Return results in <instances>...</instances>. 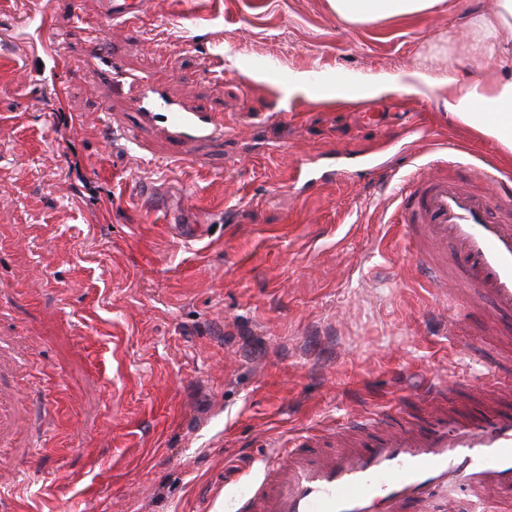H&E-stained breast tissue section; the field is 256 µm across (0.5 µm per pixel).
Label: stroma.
<instances>
[{
    "mask_svg": "<svg viewBox=\"0 0 512 512\" xmlns=\"http://www.w3.org/2000/svg\"><path fill=\"white\" fill-rule=\"evenodd\" d=\"M52 2L48 29L37 0L0 8V512H217L272 447L388 408L423 424L431 377L457 410L486 412L488 365L512 346L488 339L482 309L450 334L394 185L444 161L512 177L444 105L448 77L497 67L464 35L496 0L368 25L329 0H151L138 39H104L170 98L223 113L229 134L185 142L183 164L128 89L80 67L69 0ZM262 60L283 79H256ZM315 69L432 84L289 96L288 77ZM409 114L424 121L410 139Z\"/></svg>",
    "mask_w": 512,
    "mask_h": 512,
    "instance_id": "obj_1",
    "label": "stroma"
}]
</instances>
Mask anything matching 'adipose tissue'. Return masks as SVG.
Returning a JSON list of instances; mask_svg holds the SVG:
<instances>
[{"label":"adipose tissue","mask_w":512,"mask_h":512,"mask_svg":"<svg viewBox=\"0 0 512 512\" xmlns=\"http://www.w3.org/2000/svg\"><path fill=\"white\" fill-rule=\"evenodd\" d=\"M443 0H330L341 20L367 24L396 16H417L435 10ZM472 40L496 48L502 64L512 68V0H497L495 9L477 17L467 30ZM500 105L494 117L479 114L487 104ZM448 112L460 124L476 128L485 138L512 155V75L493 76L484 72L449 78Z\"/></svg>","instance_id":"adipose-tissue-1"}]
</instances>
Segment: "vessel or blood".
Wrapping results in <instances>:
<instances>
[{
  "mask_svg": "<svg viewBox=\"0 0 512 512\" xmlns=\"http://www.w3.org/2000/svg\"><path fill=\"white\" fill-rule=\"evenodd\" d=\"M93 20L72 7L90 37L84 67L112 83L139 86L130 105L162 124L170 161L185 162V137L211 141L224 135V115L199 112L176 102L141 75L100 51L106 27L130 37L141 32L144 0H103ZM397 194L404 237L437 294L449 306L489 305L512 315V181L477 168L469 176L422 169L403 181ZM446 385L421 398L426 425L395 426L382 411L341 428L303 438L272 453L262 478L227 504V512H499L512 506V414L498 411L512 387L498 386L491 411L480 416L445 407Z\"/></svg>",
  "mask_w": 512,
  "mask_h": 512,
  "instance_id": "vessel-or-blood-1",
  "label": "vessel or blood"
}]
</instances>
